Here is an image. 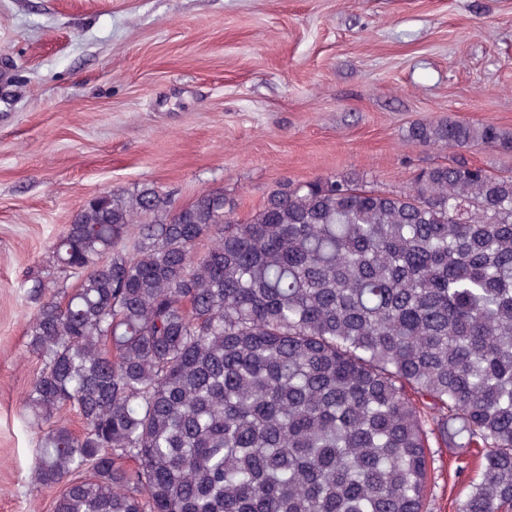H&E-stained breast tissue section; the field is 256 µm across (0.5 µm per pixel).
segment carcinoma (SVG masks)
<instances>
[{"label":"carcinoma","mask_w":512,"mask_h":512,"mask_svg":"<svg viewBox=\"0 0 512 512\" xmlns=\"http://www.w3.org/2000/svg\"><path fill=\"white\" fill-rule=\"evenodd\" d=\"M409 135L512 151L491 124ZM232 212L106 191L32 283L22 409L53 512H424L433 440L484 449L459 512H512V176L318 177Z\"/></svg>","instance_id":"obj_1"}]
</instances>
